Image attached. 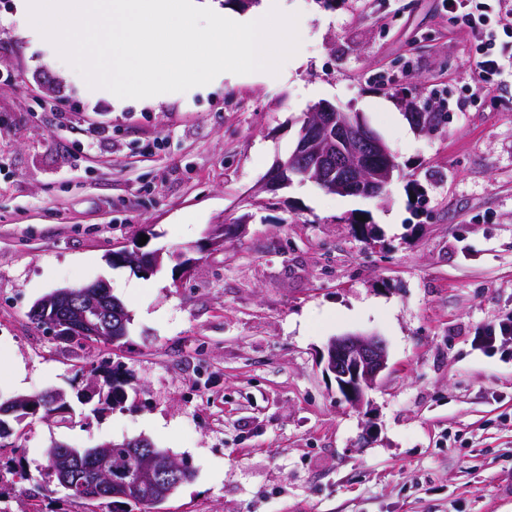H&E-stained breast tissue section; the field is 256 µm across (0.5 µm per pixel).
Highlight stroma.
Instances as JSON below:
<instances>
[{
  "label": "stroma",
  "instance_id": "35a3bbf8",
  "mask_svg": "<svg viewBox=\"0 0 512 512\" xmlns=\"http://www.w3.org/2000/svg\"><path fill=\"white\" fill-rule=\"evenodd\" d=\"M305 56L276 86L213 82L115 109L0 0V396L57 389L71 422L31 419V478L0 512H112L45 482L54 442L144 437L193 477L168 512H512V77L472 93L473 47L444 0H287ZM475 94L426 126L415 115ZM360 113L398 169L383 196L293 180L257 188L319 102ZM237 235L209 245L211 231ZM146 237L145 274L113 265ZM105 281L131 314L121 345L63 342L30 310ZM375 334L388 365L362 407L325 370L329 341ZM125 401L81 403L89 363ZM161 260V252L157 253H145L136 250L135 254H130L128 245L122 246L118 251L112 252V264L113 261L118 263H132L138 265L140 270L145 273L155 271ZM512 317L499 321L497 324L488 326L478 337L477 343L484 348H494L499 338L512 339ZM98 368H92L89 374H94L100 379L99 404L98 410L114 409L121 404L126 396V379L120 374L118 368H110L101 372Z\"/></svg>",
  "mask_w": 512,
  "mask_h": 512
}]
</instances>
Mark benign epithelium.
<instances>
[{
  "mask_svg": "<svg viewBox=\"0 0 512 512\" xmlns=\"http://www.w3.org/2000/svg\"><path fill=\"white\" fill-rule=\"evenodd\" d=\"M395 169L396 162L388 147L362 118L320 102L306 116L293 153L265 178L264 189L283 188L301 171L328 191L373 198L383 193ZM112 260L135 264L149 273L158 268L161 253L132 254L124 245L112 253ZM95 287V292L78 299L68 288L57 290L36 303L32 313L41 317L62 340L90 336L99 342L115 343L118 338L112 336V316H118L122 325L126 320L120 313L121 302L107 284L101 282ZM387 366L385 344L377 337L348 334L333 338L328 344L326 370L335 376L339 389L355 406L365 402L367 392L376 386ZM30 412L28 396H18L0 406V415L12 418L19 425ZM110 447L112 444L106 443L97 452V467L107 488L135 477L139 483L165 485V495L171 496L181 485L182 480L171 479V475L185 471V465L178 459L152 454L134 475L123 469L109 451ZM51 471L68 488L80 490L72 479V468L62 464L61 458H55Z\"/></svg>",
  "mask_w": 512,
  "mask_h": 512,
  "instance_id": "obj_1",
  "label": "benign epithelium"
}]
</instances>
